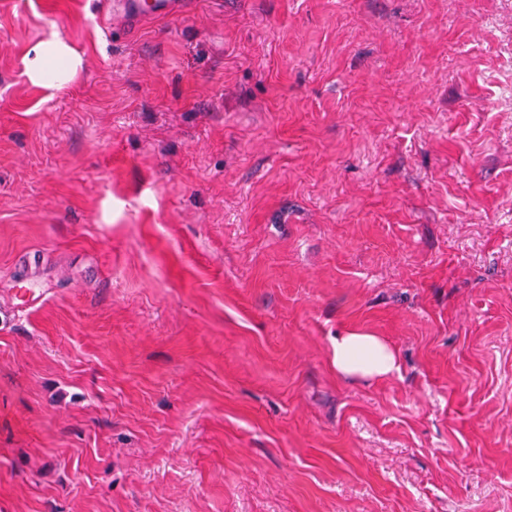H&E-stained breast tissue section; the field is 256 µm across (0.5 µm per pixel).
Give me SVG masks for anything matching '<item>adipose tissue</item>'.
Listing matches in <instances>:
<instances>
[{
  "mask_svg": "<svg viewBox=\"0 0 512 512\" xmlns=\"http://www.w3.org/2000/svg\"><path fill=\"white\" fill-rule=\"evenodd\" d=\"M34 83L60 88L69 83L82 59L60 39L34 45L25 56ZM331 362L337 374L348 378L380 379L398 369L394 348L380 337L349 331L333 338Z\"/></svg>",
  "mask_w": 512,
  "mask_h": 512,
  "instance_id": "1",
  "label": "adipose tissue"
}]
</instances>
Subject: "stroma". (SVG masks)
I'll use <instances>...</instances> for the list:
<instances>
[{"label":"stroma","instance_id":"obj_1","mask_svg":"<svg viewBox=\"0 0 512 512\" xmlns=\"http://www.w3.org/2000/svg\"><path fill=\"white\" fill-rule=\"evenodd\" d=\"M106 6L0 0V512H512V0ZM190 4L188 0H113L112 33H122L121 26L131 29L149 19L182 16ZM31 80L40 85L62 88L69 83L82 59L79 53L55 38L34 45L25 56ZM51 72L52 78L48 79ZM331 362L337 374L348 378L377 380L399 369L392 346L379 336L356 331L332 339Z\"/></svg>","mask_w":512,"mask_h":512}]
</instances>
